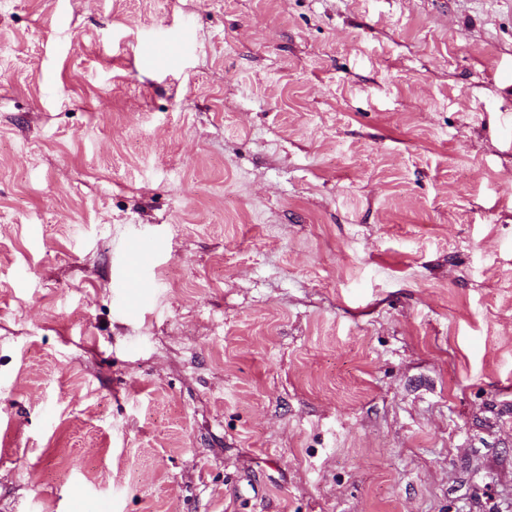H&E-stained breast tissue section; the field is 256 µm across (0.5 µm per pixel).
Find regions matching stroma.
<instances>
[{"label":"stroma","instance_id":"stroma-1","mask_svg":"<svg viewBox=\"0 0 512 512\" xmlns=\"http://www.w3.org/2000/svg\"><path fill=\"white\" fill-rule=\"evenodd\" d=\"M106 502L512 512V0H0V512Z\"/></svg>","mask_w":512,"mask_h":512}]
</instances>
